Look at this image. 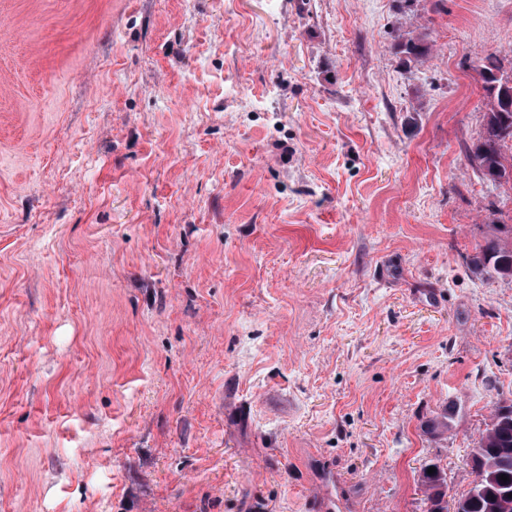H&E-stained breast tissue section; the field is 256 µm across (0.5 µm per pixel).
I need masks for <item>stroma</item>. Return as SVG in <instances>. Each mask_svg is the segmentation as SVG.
<instances>
[{
	"label": "stroma",
	"instance_id": "1",
	"mask_svg": "<svg viewBox=\"0 0 512 512\" xmlns=\"http://www.w3.org/2000/svg\"><path fill=\"white\" fill-rule=\"evenodd\" d=\"M488 54L512 0H0V512L467 493L512 403ZM485 252L494 260V269L502 277H512V240H497L490 243ZM434 468L435 473L428 474L427 472L423 479L426 492V500L432 507L429 512H448V507L443 506V473L437 466Z\"/></svg>",
	"mask_w": 512,
	"mask_h": 512
}]
</instances>
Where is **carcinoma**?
<instances>
[{"instance_id":"1","label":"carcinoma","mask_w":512,"mask_h":512,"mask_svg":"<svg viewBox=\"0 0 512 512\" xmlns=\"http://www.w3.org/2000/svg\"><path fill=\"white\" fill-rule=\"evenodd\" d=\"M485 90L486 124L483 141L469 150L482 178L500 187L512 182V85H508L502 61L487 55L474 61ZM485 251L493 259L496 273L512 277V241L497 240ZM472 460L476 478L468 492L456 500L457 512H512V406L495 408ZM506 475L508 481L500 480ZM440 469L425 474L429 512H448L443 506Z\"/></svg>"}]
</instances>
